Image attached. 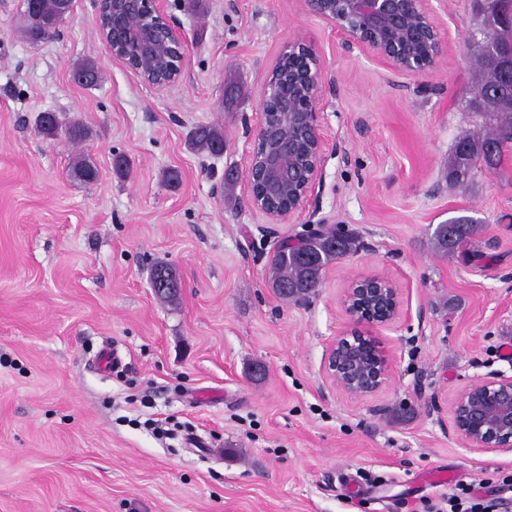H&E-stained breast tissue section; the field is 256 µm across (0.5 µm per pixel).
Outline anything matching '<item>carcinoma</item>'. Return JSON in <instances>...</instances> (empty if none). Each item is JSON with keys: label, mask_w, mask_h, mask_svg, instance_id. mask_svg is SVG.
Listing matches in <instances>:
<instances>
[{"label": "carcinoma", "mask_w": 512, "mask_h": 512, "mask_svg": "<svg viewBox=\"0 0 512 512\" xmlns=\"http://www.w3.org/2000/svg\"><path fill=\"white\" fill-rule=\"evenodd\" d=\"M72 0H29L26 5L28 18H40L52 24V32L58 33L59 26L71 12ZM508 33L492 32L491 36L472 38L467 44L475 56V82L466 107L471 112H487L483 99L484 91L497 80V71L488 64V58L500 37ZM75 74L93 84L100 81L101 72L92 60L77 64ZM190 145L200 152L215 154L224 148V132L216 127L200 124L193 128L189 137ZM496 149V166H501L512 153V100L496 113L489 115V127L482 134L464 133L456 140L448 160V181L457 188H466L473 180L476 165L486 145ZM74 176L84 182L97 179V169L85 159L78 157L72 166ZM478 220L472 216L451 217L436 226L433 233L435 250L446 254L464 243L470 242L478 233ZM355 251L354 239L336 230H325L309 238L301 248H285L279 251L271 262V288L286 301L298 295H314L322 284L326 268Z\"/></svg>", "instance_id": "cac0c4a2"}]
</instances>
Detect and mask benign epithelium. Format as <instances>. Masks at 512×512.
Segmentation results:
<instances>
[{"instance_id": "obj_1", "label": "benign epithelium", "mask_w": 512, "mask_h": 512, "mask_svg": "<svg viewBox=\"0 0 512 512\" xmlns=\"http://www.w3.org/2000/svg\"><path fill=\"white\" fill-rule=\"evenodd\" d=\"M310 10L333 26L348 48H358L389 68L419 74L432 69L447 52L445 37L428 0H306ZM496 27L512 31V3L498 0ZM97 26L112 57L127 58L121 46L141 49L133 70L150 87L179 79V60L167 79L151 78L167 50L183 47V39L162 16L156 0H98ZM263 83L256 128L245 126L252 141L248 154L246 206L264 219L263 236L276 246L299 245L320 233L325 221H308V230L278 237L276 225L301 214L316 184L322 182L327 143L321 132L320 105L326 71L320 57L303 42L289 43ZM491 67L512 79V41L501 44ZM346 310L359 324L389 325L401 315L398 289L381 277H364L345 294ZM324 366L346 393L370 396L388 383L389 354L359 330L336 336L326 350ZM451 429L464 447L480 452H512V374L497 371L465 387L451 409Z\"/></svg>"}]
</instances>
